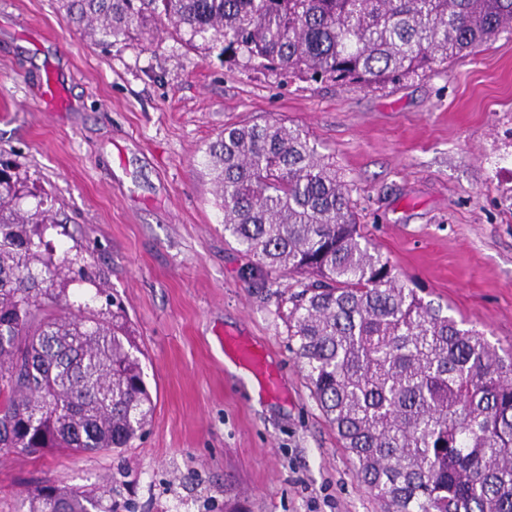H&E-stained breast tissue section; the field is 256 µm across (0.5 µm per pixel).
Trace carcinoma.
Listing matches in <instances>:
<instances>
[{
    "mask_svg": "<svg viewBox=\"0 0 512 512\" xmlns=\"http://www.w3.org/2000/svg\"><path fill=\"white\" fill-rule=\"evenodd\" d=\"M112 44L155 20L219 56L312 81L371 86L435 70L512 34V0H63ZM224 232L269 274L310 281L285 299L313 398L381 512H512V353L400 283L362 233L349 185L303 130L228 127L201 162ZM0 160V453L128 448L154 402L124 323L55 288L42 234L54 201L20 205ZM28 512H118L45 480Z\"/></svg>",
    "mask_w": 512,
    "mask_h": 512,
    "instance_id": "1",
    "label": "carcinoma"
}]
</instances>
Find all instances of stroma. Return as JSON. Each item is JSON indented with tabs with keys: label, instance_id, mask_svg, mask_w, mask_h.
Instances as JSON below:
<instances>
[{
	"label": "stroma",
	"instance_id": "1",
	"mask_svg": "<svg viewBox=\"0 0 512 512\" xmlns=\"http://www.w3.org/2000/svg\"><path fill=\"white\" fill-rule=\"evenodd\" d=\"M54 74L61 98L45 99ZM309 134L351 189L364 233L407 287L512 348V36L371 87L230 63L155 23L110 48L60 0H0V158L52 197L54 260L78 256L122 307L155 402L132 447L0 460V512L36 482L112 495L121 512H380L288 343L297 276L248 279L201 161L225 127ZM248 338L277 370L253 396L224 363Z\"/></svg>",
	"mask_w": 512,
	"mask_h": 512
}]
</instances>
